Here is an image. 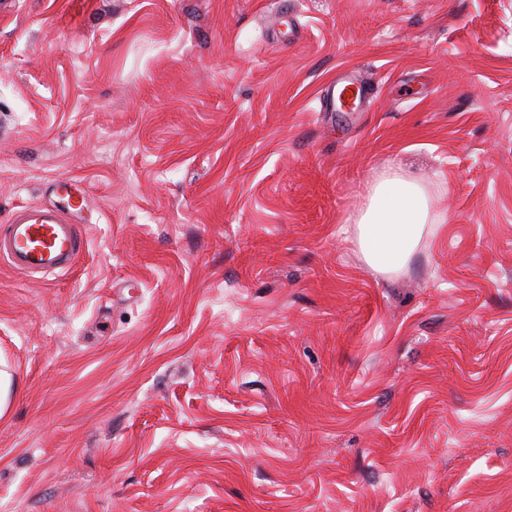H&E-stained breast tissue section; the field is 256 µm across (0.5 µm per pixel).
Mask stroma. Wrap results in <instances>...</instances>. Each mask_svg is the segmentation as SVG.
<instances>
[{
    "instance_id": "1",
    "label": "stroma",
    "mask_w": 512,
    "mask_h": 512,
    "mask_svg": "<svg viewBox=\"0 0 512 512\" xmlns=\"http://www.w3.org/2000/svg\"><path fill=\"white\" fill-rule=\"evenodd\" d=\"M390 174L436 223L384 276ZM60 177L0 512H512V0H0V225ZM430 211L421 185L401 176L381 179L356 224V240L373 270L395 275L419 247Z\"/></svg>"
}]
</instances>
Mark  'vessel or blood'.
<instances>
[{
  "instance_id": "vessel-or-blood-1",
  "label": "vessel or blood",
  "mask_w": 512,
  "mask_h": 512,
  "mask_svg": "<svg viewBox=\"0 0 512 512\" xmlns=\"http://www.w3.org/2000/svg\"><path fill=\"white\" fill-rule=\"evenodd\" d=\"M79 207L23 206L0 226V261L15 271L50 273L69 268L83 249Z\"/></svg>"
}]
</instances>
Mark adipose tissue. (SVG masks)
<instances>
[{
    "label": "adipose tissue",
    "mask_w": 512,
    "mask_h": 512,
    "mask_svg": "<svg viewBox=\"0 0 512 512\" xmlns=\"http://www.w3.org/2000/svg\"><path fill=\"white\" fill-rule=\"evenodd\" d=\"M430 219L421 185L401 176L381 179L356 225V240L373 270L400 272L419 247Z\"/></svg>",
    "instance_id": "ef3b65f1"
}]
</instances>
